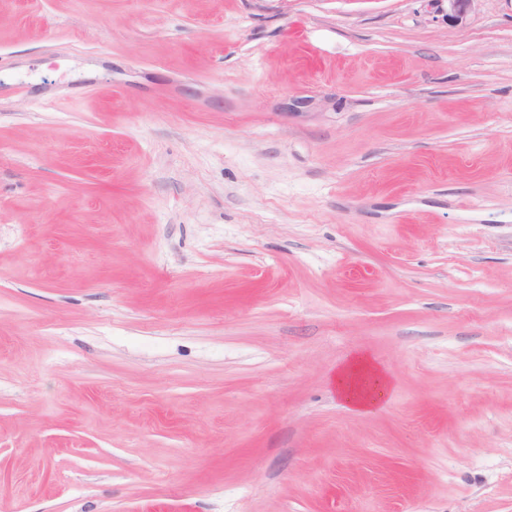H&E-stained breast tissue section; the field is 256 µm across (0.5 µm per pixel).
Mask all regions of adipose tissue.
Listing matches in <instances>:
<instances>
[{"label": "adipose tissue", "instance_id": "1", "mask_svg": "<svg viewBox=\"0 0 512 512\" xmlns=\"http://www.w3.org/2000/svg\"><path fill=\"white\" fill-rule=\"evenodd\" d=\"M334 387L343 401L367 411L388 393L390 381L367 357L359 356L337 370Z\"/></svg>", "mask_w": 512, "mask_h": 512}]
</instances>
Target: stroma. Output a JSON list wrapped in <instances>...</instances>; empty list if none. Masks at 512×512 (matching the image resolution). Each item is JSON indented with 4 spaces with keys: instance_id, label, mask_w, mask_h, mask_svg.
<instances>
[{
    "instance_id": "stroma-1",
    "label": "stroma",
    "mask_w": 512,
    "mask_h": 512,
    "mask_svg": "<svg viewBox=\"0 0 512 512\" xmlns=\"http://www.w3.org/2000/svg\"><path fill=\"white\" fill-rule=\"evenodd\" d=\"M0 512H512V0H0ZM336 394L352 407L367 411L388 393L390 381L365 356H359L336 371Z\"/></svg>"
}]
</instances>
